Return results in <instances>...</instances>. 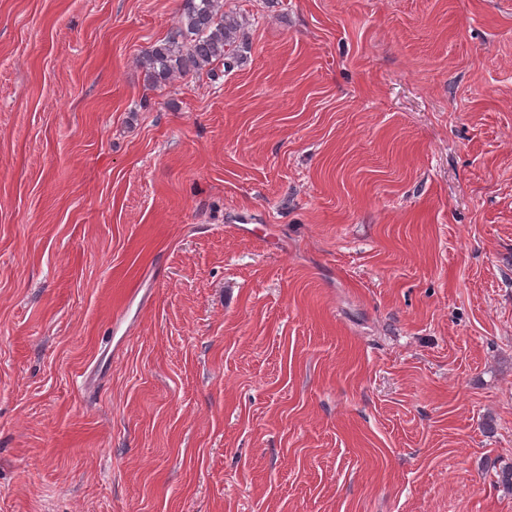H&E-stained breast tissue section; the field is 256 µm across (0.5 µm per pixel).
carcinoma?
Instances as JSON below:
<instances>
[{
	"label": "carcinoma",
	"mask_w": 512,
	"mask_h": 512,
	"mask_svg": "<svg viewBox=\"0 0 512 512\" xmlns=\"http://www.w3.org/2000/svg\"><path fill=\"white\" fill-rule=\"evenodd\" d=\"M251 50L238 12L223 0H182L177 25L138 59L146 80L161 85L177 76L229 70Z\"/></svg>",
	"instance_id": "cac0c4a2"
}]
</instances>
